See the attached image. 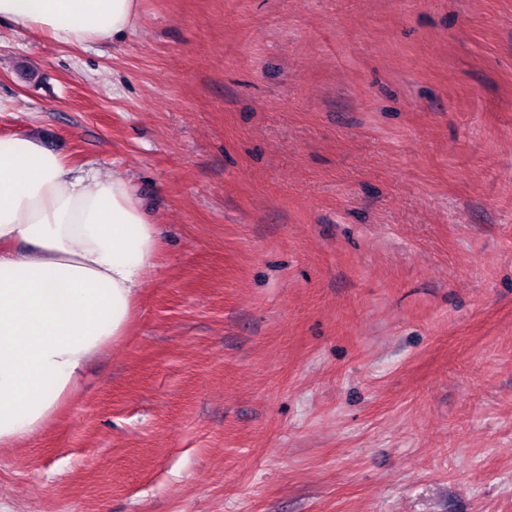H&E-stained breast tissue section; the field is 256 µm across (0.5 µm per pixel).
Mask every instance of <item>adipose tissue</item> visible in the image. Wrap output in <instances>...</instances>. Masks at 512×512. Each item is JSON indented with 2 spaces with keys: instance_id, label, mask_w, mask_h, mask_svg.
<instances>
[{
  "instance_id": "adipose-tissue-1",
  "label": "adipose tissue",
  "mask_w": 512,
  "mask_h": 512,
  "mask_svg": "<svg viewBox=\"0 0 512 512\" xmlns=\"http://www.w3.org/2000/svg\"><path fill=\"white\" fill-rule=\"evenodd\" d=\"M1 19L84 47L132 35L139 0H0ZM159 240L122 173L0 138L1 448L38 433L125 335Z\"/></svg>"
}]
</instances>
